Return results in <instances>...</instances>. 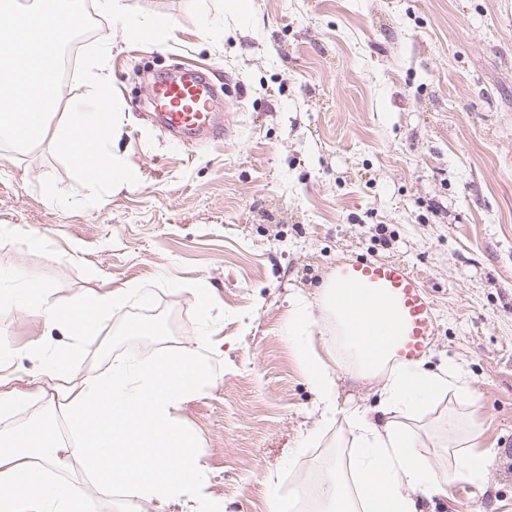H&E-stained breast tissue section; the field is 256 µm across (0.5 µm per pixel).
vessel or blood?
I'll list each match as a JSON object with an SVG mask.
<instances>
[{
	"label": "vessel or blood",
	"instance_id": "1",
	"mask_svg": "<svg viewBox=\"0 0 512 512\" xmlns=\"http://www.w3.org/2000/svg\"><path fill=\"white\" fill-rule=\"evenodd\" d=\"M152 104L173 132L213 130V93L204 71L187 68L177 78L155 81ZM338 287L362 288L381 294L393 304L400 341L393 360L415 362L436 334L435 305L419 278L394 259L354 260L336 266Z\"/></svg>",
	"mask_w": 512,
	"mask_h": 512
}]
</instances>
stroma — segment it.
Masks as SVG:
<instances>
[{
	"label": "stroma",
	"instance_id": "stroma-1",
	"mask_svg": "<svg viewBox=\"0 0 512 512\" xmlns=\"http://www.w3.org/2000/svg\"><path fill=\"white\" fill-rule=\"evenodd\" d=\"M98 14L51 128L85 99L86 59L110 50L111 151L131 185L89 189L50 140L0 143V274H35L66 301L136 284L140 293L87 338L78 371L197 347L214 375L172 412L196 440L206 491L228 512H272L274 497L326 476L325 424L285 332L295 301L316 303L339 262L396 259L425 284L437 332L422 368L469 378L483 486L419 495L422 512H512V0H125ZM139 20L173 30L157 43ZM208 72L221 137L180 140L150 116L151 76ZM208 286L201 305L191 292ZM154 325L132 335L130 320ZM22 349L69 344L0 308ZM340 408L380 397L333 364ZM64 477L88 512H122L79 462Z\"/></svg>",
	"mask_w": 512,
	"mask_h": 512
}]
</instances>
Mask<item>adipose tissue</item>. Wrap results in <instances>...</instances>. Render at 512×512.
Returning <instances> with one entry per match:
<instances>
[{
	"label": "adipose tissue",
	"instance_id": "adipose-tissue-1",
	"mask_svg": "<svg viewBox=\"0 0 512 512\" xmlns=\"http://www.w3.org/2000/svg\"><path fill=\"white\" fill-rule=\"evenodd\" d=\"M22 9L32 19L27 27L13 28L9 20ZM40 14L52 16L61 33L83 18L79 0H33L28 6L0 0V32L7 40L0 61V141L28 147L51 135L81 173L102 167L110 172L112 185L129 184L107 149L116 121L104 57L90 59L86 67L93 95L72 107L64 128L51 131L57 42L44 39L36 21ZM25 282L22 289H1L0 306H14L76 339L97 335L112 312L138 292L129 284L61 302L50 300L36 276L27 275ZM319 304L335 317L340 332L326 352L316 351L307 334L314 319L306 303H296L286 331L322 421L338 413L330 365L339 361L347 363L361 385L380 380L382 416L348 412L352 451L346 463L317 484L315 512H418L416 493L444 494L460 480L483 482L490 453L476 450L481 431L470 421L450 416L442 423V439L455 446L452 467H436L418 451L420 422L428 408L445 401L474 406L465 374L453 366L429 372L416 363L392 361L394 318L380 300L340 291L330 281L320 290ZM30 352L43 364L31 377L32 387L53 381L49 399L62 402L73 437L60 441L43 419L0 436V512H84L80 490L57 475L72 459L83 465L93 484L124 490L136 505L182 501L189 512H225L223 502L205 491L204 466L192 438L171 416L172 408L190 399L211 374L199 351L189 349L154 363L118 364L100 374L76 372L72 345L51 351L37 344Z\"/></svg>",
	"mask_w": 512,
	"mask_h": 512
}]
</instances>
